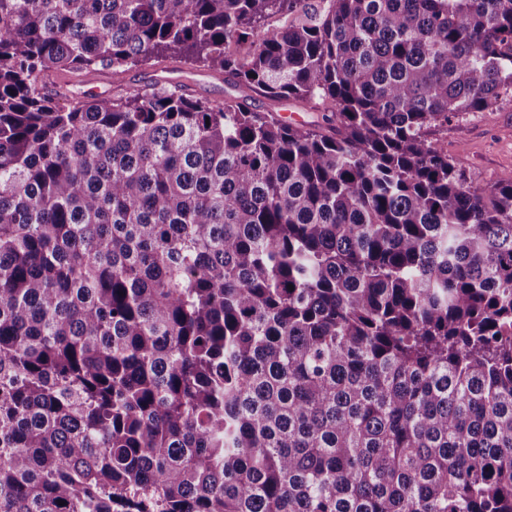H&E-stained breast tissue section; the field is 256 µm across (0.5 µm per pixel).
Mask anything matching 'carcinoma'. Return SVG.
Wrapping results in <instances>:
<instances>
[{
  "label": "carcinoma",
  "instance_id": "obj_1",
  "mask_svg": "<svg viewBox=\"0 0 512 512\" xmlns=\"http://www.w3.org/2000/svg\"><path fill=\"white\" fill-rule=\"evenodd\" d=\"M166 55L243 95L40 88ZM511 89L512 0H0V512H512V184L429 139ZM252 104L260 111L271 110L278 114L281 119L287 120L288 122L293 121L295 122L294 124H310L314 121L322 122L321 117L323 112L304 103L292 100L272 102L262 97L254 96ZM290 114H292L294 118H290Z\"/></svg>",
  "mask_w": 512,
  "mask_h": 512
}]
</instances>
